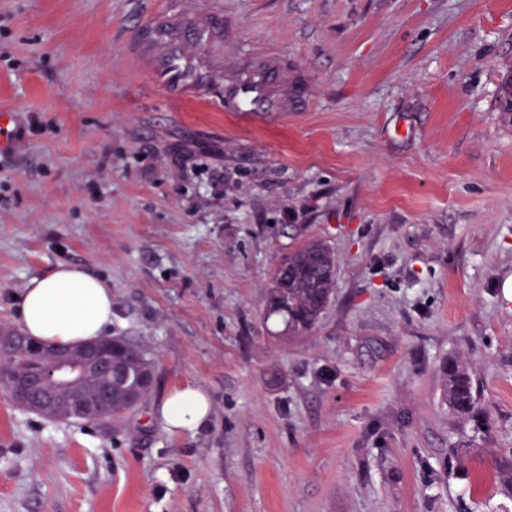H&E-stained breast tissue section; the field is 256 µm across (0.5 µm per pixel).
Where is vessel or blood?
Listing matches in <instances>:
<instances>
[{"instance_id": "obj_1", "label": "vessel or blood", "mask_w": 512, "mask_h": 512, "mask_svg": "<svg viewBox=\"0 0 512 512\" xmlns=\"http://www.w3.org/2000/svg\"><path fill=\"white\" fill-rule=\"evenodd\" d=\"M231 44L217 11L188 16L172 6L143 25L126 52L136 60L141 77L159 88L171 105L203 93L227 112L268 117L292 111L305 76L287 55L271 49L244 58L228 71L224 52Z\"/></svg>"}]
</instances>
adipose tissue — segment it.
<instances>
[{
	"label": "adipose tissue",
	"mask_w": 512,
	"mask_h": 512,
	"mask_svg": "<svg viewBox=\"0 0 512 512\" xmlns=\"http://www.w3.org/2000/svg\"><path fill=\"white\" fill-rule=\"evenodd\" d=\"M25 333L45 344H81L105 334L112 324V290L86 268L59 264L47 276L31 279L17 298ZM200 387L187 385L164 397L159 413L176 436L197 432L211 415Z\"/></svg>",
	"instance_id": "1"
}]
</instances>
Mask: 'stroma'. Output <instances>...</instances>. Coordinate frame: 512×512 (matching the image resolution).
Masks as SVG:
<instances>
[{"label": "stroma", "mask_w": 512, "mask_h": 512, "mask_svg": "<svg viewBox=\"0 0 512 512\" xmlns=\"http://www.w3.org/2000/svg\"><path fill=\"white\" fill-rule=\"evenodd\" d=\"M165 6L0 0V330L82 265L153 365L102 425L0 385V512H512V0H220L225 68L274 47L307 75L273 119L171 106L122 60ZM310 238L336 288L291 339L267 287ZM452 359L489 429L451 415ZM186 384L212 420L178 437ZM211 402L200 387L186 385L164 397L159 413L167 430L176 436L196 433L206 425L211 415Z\"/></svg>", "instance_id": "1"}]
</instances>
